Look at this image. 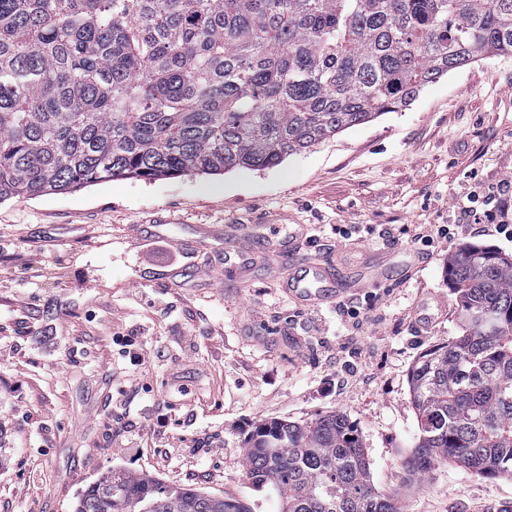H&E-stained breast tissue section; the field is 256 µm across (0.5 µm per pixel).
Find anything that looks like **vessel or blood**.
<instances>
[{
  "mask_svg": "<svg viewBox=\"0 0 512 512\" xmlns=\"http://www.w3.org/2000/svg\"><path fill=\"white\" fill-rule=\"evenodd\" d=\"M267 224L269 232L263 249L253 253L250 261L232 263L231 270L245 279L254 263L273 258L279 285L297 307L320 305L349 291L376 287L382 280L389 261L384 252H369L359 270L344 276L338 266L312 255H299L298 245L305 234L303 225H284L282 216L277 214L269 216Z\"/></svg>",
  "mask_w": 512,
  "mask_h": 512,
  "instance_id": "obj_1",
  "label": "vessel or blood"
}]
</instances>
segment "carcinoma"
Wrapping results in <instances>:
<instances>
[{"mask_svg": "<svg viewBox=\"0 0 512 512\" xmlns=\"http://www.w3.org/2000/svg\"><path fill=\"white\" fill-rule=\"evenodd\" d=\"M505 54L512 0H0V202L271 168ZM448 284L460 334L410 370L418 434L402 467L512 479V257L463 246ZM241 449L279 512H403L343 412L262 421ZM73 512L252 508L115 470Z\"/></svg>", "mask_w": 512, "mask_h": 512, "instance_id": "cac0c4a2", "label": "carcinoma"}]
</instances>
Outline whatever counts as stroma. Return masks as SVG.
Masks as SVG:
<instances>
[{"label": "stroma", "mask_w": 512, "mask_h": 512, "mask_svg": "<svg viewBox=\"0 0 512 512\" xmlns=\"http://www.w3.org/2000/svg\"><path fill=\"white\" fill-rule=\"evenodd\" d=\"M512 178V55L491 56L428 85L411 106L349 128L266 170L118 178L80 191L0 203V512H72L77 494L114 469L245 500L278 512L243 476L241 445L261 421H307L341 410L357 428L376 487L405 512H494L512 480L442 464L407 482L400 463L417 419L408 377L416 360L459 334L448 256L488 245L512 257V238L464 207L467 193ZM304 224L306 251L355 268L366 250L394 252L376 300L353 295L358 325L336 302L296 310L266 265L248 287L215 262L206 230L260 213ZM466 224L434 238L414 275L409 230ZM352 232L341 241L339 229ZM155 307H130L138 290ZM434 315L421 328L417 314ZM147 324L151 348L185 366L196 402L159 397L112 409L122 374L112 334ZM311 325L306 344L297 326ZM190 335L193 349L175 336ZM166 418L167 427L157 425ZM142 447L117 445L121 427ZM181 448L171 458L168 446Z\"/></svg>", "instance_id": "35a3bbf8"}]
</instances>
